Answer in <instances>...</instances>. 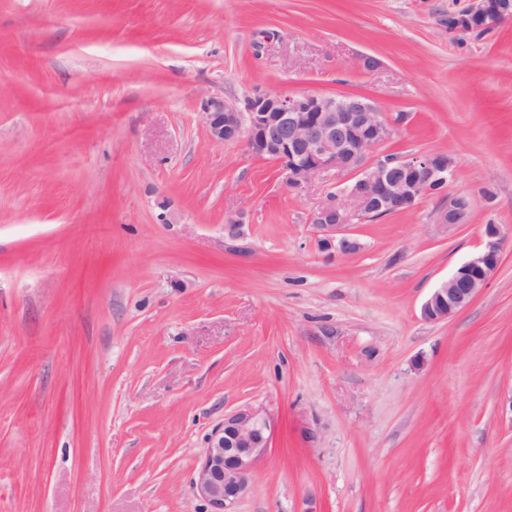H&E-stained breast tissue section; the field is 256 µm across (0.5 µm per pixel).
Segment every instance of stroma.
Returning <instances> with one entry per match:
<instances>
[{"instance_id": "obj_1", "label": "stroma", "mask_w": 512, "mask_h": 512, "mask_svg": "<svg viewBox=\"0 0 512 512\" xmlns=\"http://www.w3.org/2000/svg\"><path fill=\"white\" fill-rule=\"evenodd\" d=\"M471 5L0 0V512H212L241 408L270 443L235 512H512V20L450 30ZM261 93L364 95L402 118L377 155L454 176L320 251L341 177L208 137ZM487 224L488 286L424 321ZM471 200L467 195L456 194L448 196V204L438 217V223L448 227V224H467L471 212Z\"/></svg>"}]
</instances>
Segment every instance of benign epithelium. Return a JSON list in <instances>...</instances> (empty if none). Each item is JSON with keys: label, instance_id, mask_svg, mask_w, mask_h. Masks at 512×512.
Masks as SVG:
<instances>
[{"label": "benign epithelium", "instance_id": "7a95c632", "mask_svg": "<svg viewBox=\"0 0 512 512\" xmlns=\"http://www.w3.org/2000/svg\"><path fill=\"white\" fill-rule=\"evenodd\" d=\"M512 18V0H474L456 18L461 32L489 31ZM203 120L210 140L222 143L245 138L248 151L280 165L287 186L299 191L315 177L334 171L349 175L341 195L332 197L312 216L321 232L318 248L347 255L360 242L347 231L356 217H381L411 208L428 192L440 191L453 175L452 161L442 152L420 158L371 156L388 140L396 120L365 96L257 94L240 111L220 98L207 100ZM471 200L448 197L438 223L469 222ZM483 249L435 288L421 306V317L440 322L467 307L497 270L504 233L499 224L483 228ZM269 424L242 409L224 419L204 453L197 488L215 512H233L248 490V477L268 447Z\"/></svg>", "mask_w": 512, "mask_h": 512}]
</instances>
